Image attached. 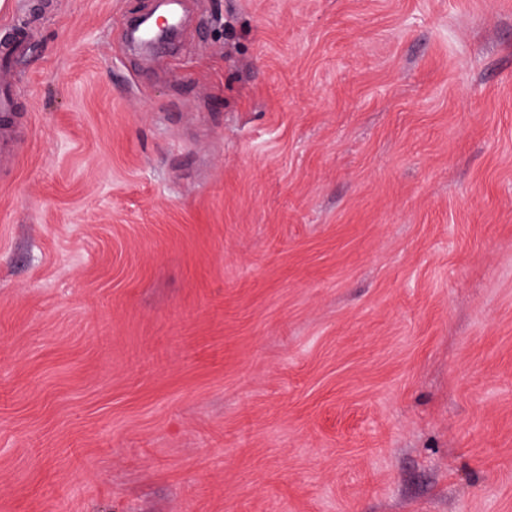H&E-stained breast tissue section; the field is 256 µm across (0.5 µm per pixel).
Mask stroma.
<instances>
[{"label": "stroma", "mask_w": 512, "mask_h": 512, "mask_svg": "<svg viewBox=\"0 0 512 512\" xmlns=\"http://www.w3.org/2000/svg\"><path fill=\"white\" fill-rule=\"evenodd\" d=\"M0 512H512V0H24ZM178 33L176 19L168 15L153 18L147 15L138 19L130 31L131 40L144 51L160 41H172Z\"/></svg>", "instance_id": "obj_1"}]
</instances>
